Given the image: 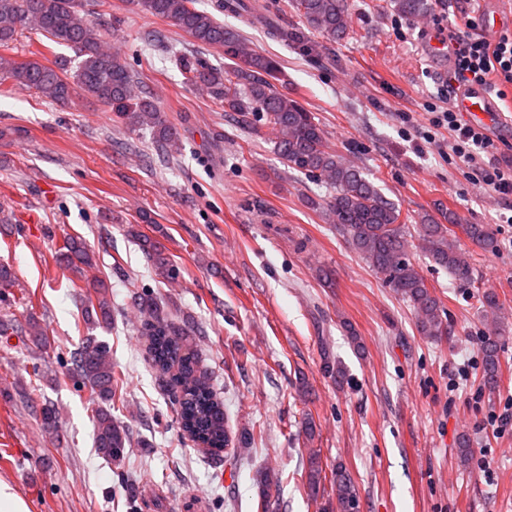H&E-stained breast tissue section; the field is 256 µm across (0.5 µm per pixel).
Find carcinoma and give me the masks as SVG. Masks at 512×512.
<instances>
[{
    "instance_id": "cac0c4a2",
    "label": "carcinoma",
    "mask_w": 512,
    "mask_h": 512,
    "mask_svg": "<svg viewBox=\"0 0 512 512\" xmlns=\"http://www.w3.org/2000/svg\"><path fill=\"white\" fill-rule=\"evenodd\" d=\"M393 9L417 17L432 9L431 0H392ZM147 15L169 20L201 46L218 47L234 61L226 69L198 56L183 53L179 66L185 84L207 92L226 112L255 114L273 131L277 152L284 163L324 184L332 191L324 201L330 223L336 225L366 263L385 283L412 307L421 335L440 340L452 334L443 316L440 300L429 289L424 276L409 256L408 222L401 208L387 198L361 169L344 162L331 149L314 115L299 101L278 93L271 83L279 71L273 58L255 50L239 30L226 27L214 14L199 10L195 0H136ZM86 0H0V92L7 84L35 90L54 102H65L77 95L89 96L112 106L115 116L133 131L148 130L161 147L179 148V138L165 113L152 96L136 91L131 72L102 47L98 24L91 18ZM303 23L329 39H344L352 31L354 18L348 0H293ZM219 13L246 16L251 26L271 25L269 10L261 0H216ZM36 31L52 43L75 53L77 65L68 72L59 63L46 65L35 59L18 61L7 55L17 36ZM285 46L304 44L303 32L288 27L275 30ZM466 236L485 250L495 248L492 232L485 224L462 225ZM422 249L432 262L461 284L471 282L473 268L454 231L431 214L421 216L415 232ZM162 278L174 269L157 243L149 236L131 231ZM56 260L80 276L94 267V255L85 243L67 237L56 251ZM95 298L88 299L87 314L106 323L111 319L109 286L102 280L90 283ZM144 314L143 328L150 337L149 353L154 366L165 377L170 402L184 434L212 455L229 448H241L251 437L235 438L230 432L224 405L213 393L207 372L200 366L190 332L162 316L152 297H134ZM481 303L492 317L488 336L482 345L483 366L480 382L492 393L499 384L501 360L500 303L497 294L487 290ZM72 376L93 392L91 412L98 452L113 466L121 468L130 443L129 428L112 416L111 402L120 373L112 365L104 342L88 337L71 356ZM320 458L309 456L306 489L318 501L324 476ZM331 488L336 512H354L358 502L356 483L347 469L338 466L332 473ZM262 512H277L279 485L267 474L258 480Z\"/></svg>"
}]
</instances>
